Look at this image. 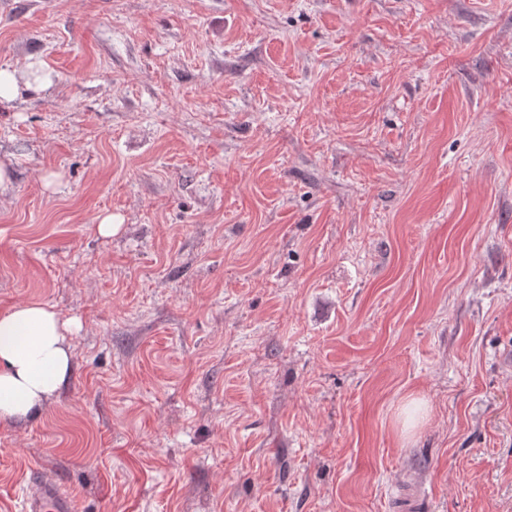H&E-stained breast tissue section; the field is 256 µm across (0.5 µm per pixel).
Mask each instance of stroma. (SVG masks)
Wrapping results in <instances>:
<instances>
[{"label":"stroma","mask_w":512,"mask_h":512,"mask_svg":"<svg viewBox=\"0 0 512 512\" xmlns=\"http://www.w3.org/2000/svg\"><path fill=\"white\" fill-rule=\"evenodd\" d=\"M23 61L0 315L75 327L0 512H512V0H0ZM21 501V512H76L74 497L54 475L37 472Z\"/></svg>","instance_id":"obj_1"}]
</instances>
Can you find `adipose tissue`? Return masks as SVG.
<instances>
[{
  "label": "adipose tissue",
  "instance_id": "obj_1",
  "mask_svg": "<svg viewBox=\"0 0 512 512\" xmlns=\"http://www.w3.org/2000/svg\"><path fill=\"white\" fill-rule=\"evenodd\" d=\"M27 68L0 66V104L46 91L48 81H31ZM70 322L52 306L27 303L0 315V421L34 416L67 382Z\"/></svg>",
  "mask_w": 512,
  "mask_h": 512
}]
</instances>
